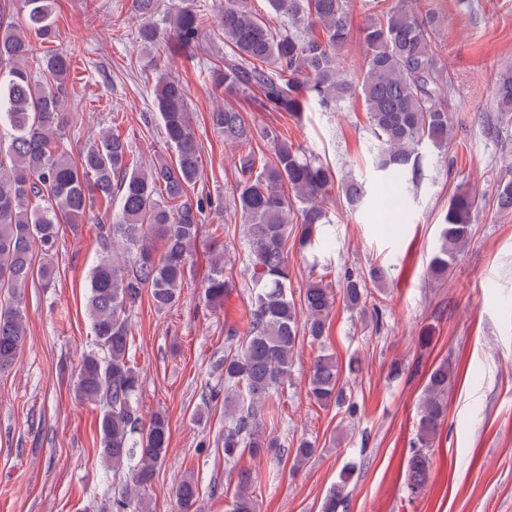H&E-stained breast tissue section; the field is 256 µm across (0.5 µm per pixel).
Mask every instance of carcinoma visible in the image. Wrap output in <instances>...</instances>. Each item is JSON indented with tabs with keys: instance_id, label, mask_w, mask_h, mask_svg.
Returning a JSON list of instances; mask_svg holds the SVG:
<instances>
[{
	"instance_id": "carcinoma-1",
	"label": "carcinoma",
	"mask_w": 512,
	"mask_h": 512,
	"mask_svg": "<svg viewBox=\"0 0 512 512\" xmlns=\"http://www.w3.org/2000/svg\"><path fill=\"white\" fill-rule=\"evenodd\" d=\"M267 2L280 18L275 27L252 10L251 0H191L162 30L153 22L161 0H131L130 14L139 19L133 38L157 53L173 42L195 53L207 51L205 37L219 32L224 52L209 57L212 90L225 96L255 93L268 112L297 118L312 101L330 111L346 100L362 99L379 168L386 173L385 188L397 192L405 183L417 184L418 151H446L452 134L449 79L433 45L435 14L414 6L417 0H400L370 19L359 31L363 72L354 83L344 77L337 59L353 36V0ZM22 3L17 17L14 0H0V126L7 129V145H0V293H8L7 301H0V373L16 364L27 335L22 288L35 279L44 288L54 283L59 226L77 223L97 204L108 208L119 201L112 223L97 225L101 257L90 274L87 301L94 342L79 361L73 390L77 400L100 406L102 462L115 474L125 473L113 485L112 512H145L143 493L164 460L170 425L161 411L147 419L140 413L129 312L145 293L158 310L179 303L205 218L223 210V203L195 190L201 154L186 86L174 77L157 79L153 101L174 162L142 165L128 137L112 127L89 138L73 160L69 119L61 109L75 45L39 53L38 46L58 40L51 0ZM493 97L498 117L512 122V71L500 73ZM210 123L224 143L241 151L232 209L246 227L245 272L251 288L242 324L225 328L226 336H240L243 343L224 351L215 364L224 374V392L206 387L201 393L207 407L224 397V462L231 464L246 452L259 455L281 447L262 433L261 412L288 383L299 335L321 342L335 302L321 275L306 284L304 309L297 312L290 295L288 239H298L302 250L327 246L332 219L321 200L336 190L348 204L358 205L365 190L354 179L337 180L313 154L274 128L249 125L231 107L214 108ZM258 140L271 145L272 160L256 155ZM287 188L294 198L285 195ZM478 209V198L468 192L450 198L430 260L435 278L448 276L468 244ZM385 279V270L376 266L365 275L345 274L347 307L364 310L367 284ZM234 285L224 253H215L205 281L206 301L221 304ZM453 374L452 364L444 361L428 377L406 478L409 502L428 479L430 449L448 415ZM306 389L317 404L343 408L350 418L357 415L350 385L333 355L315 358ZM316 451L313 442L301 439L293 449V469ZM352 471L343 470L322 512H338L344 504ZM253 484L249 472L238 473L233 512H254ZM174 495L179 512H194L199 489L193 479L182 480Z\"/></svg>"
}]
</instances>
